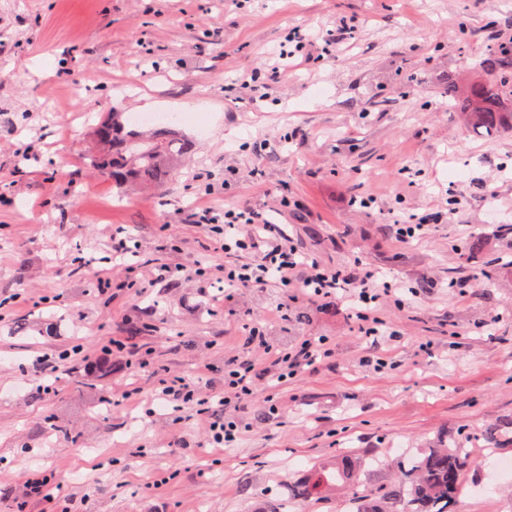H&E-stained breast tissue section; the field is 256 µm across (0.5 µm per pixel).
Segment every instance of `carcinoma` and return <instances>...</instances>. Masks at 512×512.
<instances>
[{
  "mask_svg": "<svg viewBox=\"0 0 512 512\" xmlns=\"http://www.w3.org/2000/svg\"><path fill=\"white\" fill-rule=\"evenodd\" d=\"M485 78L462 91L461 107L468 123L489 130L512 129V45H498L480 61ZM95 146L86 154L88 165L112 181L121 192L142 186H160L175 178L192 141L165 125L133 126L124 112H112L93 130ZM472 463L471 452L459 442L443 448H427L418 458L398 465L400 485L376 494L358 491L364 459L342 456L336 470L316 472L306 494L330 485L336 479L348 485L355 512H450L462 489L463 475Z\"/></svg>",
  "mask_w": 512,
  "mask_h": 512,
  "instance_id": "obj_1",
  "label": "carcinoma"
}]
</instances>
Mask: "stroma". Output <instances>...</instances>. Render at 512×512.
<instances>
[{
    "mask_svg": "<svg viewBox=\"0 0 512 512\" xmlns=\"http://www.w3.org/2000/svg\"><path fill=\"white\" fill-rule=\"evenodd\" d=\"M292 34L308 40L298 65L239 93ZM511 43L512 0H0V512H344L347 490L300 497L315 468L367 455L376 491L396 483L398 449L454 439L474 460L454 512H512V475L487 465L512 459V131L479 136L447 93ZM109 112L197 116L181 174L119 196L85 162ZM200 202L247 207L320 262L418 296L383 304L369 338L337 298L224 292ZM411 214L441 221L406 245L395 225ZM121 231L132 274L112 257ZM253 326L333 353L281 387L258 379L224 409L240 439L214 448L206 418L153 399L135 362L206 397ZM115 339L127 356L103 353ZM76 345L50 379L40 359ZM32 470L48 497L29 494Z\"/></svg>",
    "mask_w": 512,
    "mask_h": 512,
    "instance_id": "35a3bbf8",
    "label": "stroma"
}]
</instances>
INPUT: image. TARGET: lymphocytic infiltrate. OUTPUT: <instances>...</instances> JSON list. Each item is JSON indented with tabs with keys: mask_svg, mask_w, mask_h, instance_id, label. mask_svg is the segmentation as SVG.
I'll return each instance as SVG.
<instances>
[{
	"mask_svg": "<svg viewBox=\"0 0 512 512\" xmlns=\"http://www.w3.org/2000/svg\"><path fill=\"white\" fill-rule=\"evenodd\" d=\"M217 233V249L232 258L224 266V283L228 287L261 288L273 283L297 288L313 303L340 298L349 303L364 335H379L377 309L396 292L379 273L337 269L310 258L278 225L264 222L257 212L244 207L225 208ZM249 336L251 349L263 351L267 358V374L280 383L331 356L323 338L303 339L285 348L270 344L260 328H251ZM254 379L251 358L235 356L224 363V390L216 398L200 397L196 386L179 376L159 379L156 394L173 407L194 406L204 415L214 404L244 406L253 393Z\"/></svg>",
	"mask_w": 512,
	"mask_h": 512,
	"instance_id": "f902f5d3",
	"label": "lymphocytic infiltrate"
}]
</instances>
